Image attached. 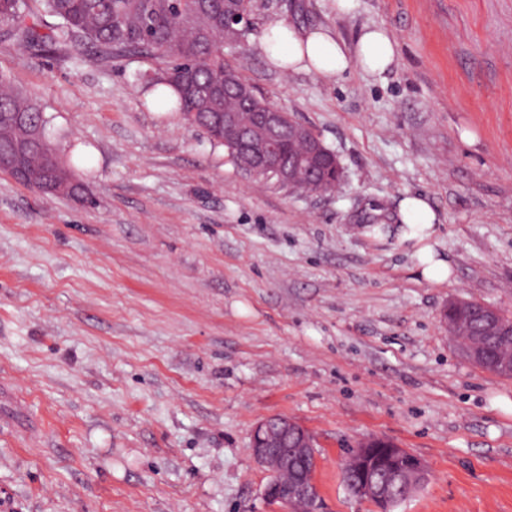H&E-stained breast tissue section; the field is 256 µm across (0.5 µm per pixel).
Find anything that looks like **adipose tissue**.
<instances>
[{
	"label": "adipose tissue",
	"instance_id": "ef3b65f1",
	"mask_svg": "<svg viewBox=\"0 0 512 512\" xmlns=\"http://www.w3.org/2000/svg\"><path fill=\"white\" fill-rule=\"evenodd\" d=\"M261 48L268 62L282 72L326 77L341 74L353 64L364 72L381 74L397 57L396 41L380 27L365 28L350 46L329 29H299L279 22L264 29Z\"/></svg>",
	"mask_w": 512,
	"mask_h": 512
}]
</instances>
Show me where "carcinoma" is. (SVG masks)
Returning <instances> with one entry per match:
<instances>
[{
	"instance_id": "carcinoma-1",
	"label": "carcinoma",
	"mask_w": 512,
	"mask_h": 512,
	"mask_svg": "<svg viewBox=\"0 0 512 512\" xmlns=\"http://www.w3.org/2000/svg\"><path fill=\"white\" fill-rule=\"evenodd\" d=\"M0 0V30L16 45L63 59L107 63L144 59L146 93L175 90L171 111L195 127L202 112H260L253 95L244 104L237 90L250 88L224 60V47L246 34L224 31V8L253 12V0ZM56 19L50 24L45 17ZM50 120L26 94L0 76V153L23 152V173L41 191L94 203L87 185L59 159L48 135Z\"/></svg>"
}]
</instances>
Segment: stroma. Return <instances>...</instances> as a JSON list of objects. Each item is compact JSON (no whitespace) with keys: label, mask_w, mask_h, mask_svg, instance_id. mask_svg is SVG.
Listing matches in <instances>:
<instances>
[{"label":"stroma","mask_w":512,"mask_h":512,"mask_svg":"<svg viewBox=\"0 0 512 512\" xmlns=\"http://www.w3.org/2000/svg\"><path fill=\"white\" fill-rule=\"evenodd\" d=\"M281 21L348 43L384 28L397 60L281 73L261 49ZM253 22L225 56L337 155L335 192L244 177L147 107L140 58L0 41L96 199L0 172V512H289L248 451L274 415L313 435L323 512H378L342 481L367 437L429 468L394 512H512V379L441 323L452 299L512 315V0H254ZM409 194L437 213L447 283L402 238Z\"/></svg>","instance_id":"obj_1"}]
</instances>
